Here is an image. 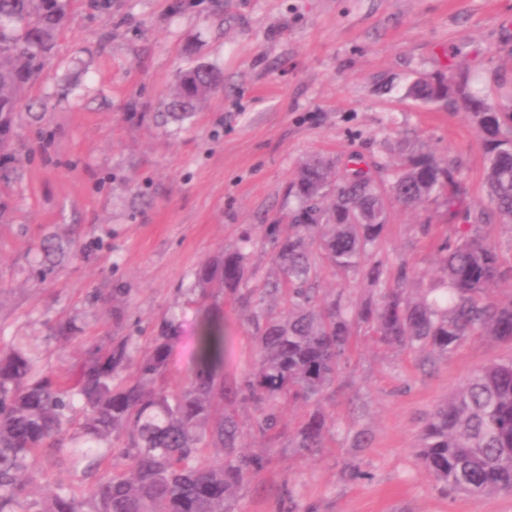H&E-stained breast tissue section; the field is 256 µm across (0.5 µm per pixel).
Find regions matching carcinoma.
<instances>
[{
  "label": "carcinoma",
  "instance_id": "1",
  "mask_svg": "<svg viewBox=\"0 0 512 512\" xmlns=\"http://www.w3.org/2000/svg\"><path fill=\"white\" fill-rule=\"evenodd\" d=\"M74 0H0V125L12 128L22 93L37 80L62 32ZM458 72L409 92L454 97ZM224 84L208 63L177 78L161 119H185ZM468 112L485 147L488 205L460 200L458 165L405 147L385 180L371 169L337 174L319 156L302 163L288 187V234L262 226L275 275L249 287L247 236L198 265L197 334L193 368L179 385L167 383L178 340L172 318L162 320L141 352L131 336H112L64 377L40 368L29 343L0 347V512H232L238 491L264 467L244 451L250 436L281 437L282 405L308 409L289 444L315 456L333 426L322 406L339 382L363 330L379 346L446 356L474 336L512 339V296H489L512 281L496 247L478 233L483 224H512V107H498L466 90ZM407 206L440 201L454 238L436 245L439 285L417 299L407 295L415 272L399 266L393 280L376 254L386 224V191ZM45 259L61 263L69 243L54 236ZM361 274L378 295L355 309L342 293L318 288L320 270ZM245 300L258 356L235 379L224 374V314L215 292ZM250 402L256 415L243 423L236 407ZM446 498L476 502L512 496V360L473 371L439 403L416 452ZM87 464L82 475L50 488L41 499L28 488L49 467Z\"/></svg>",
  "mask_w": 512,
  "mask_h": 512
}]
</instances>
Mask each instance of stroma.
I'll use <instances>...</instances> for the list:
<instances>
[{
    "mask_svg": "<svg viewBox=\"0 0 512 512\" xmlns=\"http://www.w3.org/2000/svg\"><path fill=\"white\" fill-rule=\"evenodd\" d=\"M205 62L224 87L183 122L153 112L180 71ZM460 69L472 90L512 102V0H79L0 164L20 180L0 223V345L36 337L41 363L62 374L112 336L147 344L163 317L180 325L168 383L191 365L199 262L247 249L254 285L273 273L260 227L294 204L288 182L309 157L397 164L412 145L461 163L466 203L485 204V159L469 115L407 93L422 76ZM379 256L431 286L435 245L452 234L441 203L388 199ZM73 240L61 266L39 244ZM231 377L257 358L243 303L224 297ZM72 324L65 338L59 324ZM512 359V341L475 337L448 356L364 342L324 406L336 421L317 457L280 440L248 441L269 462L236 512H512V496L439 495L415 448L434 406L475 369ZM363 476L349 479V468Z\"/></svg>",
    "mask_w": 512,
    "mask_h": 512,
    "instance_id": "obj_1",
    "label": "stroma"
}]
</instances>
